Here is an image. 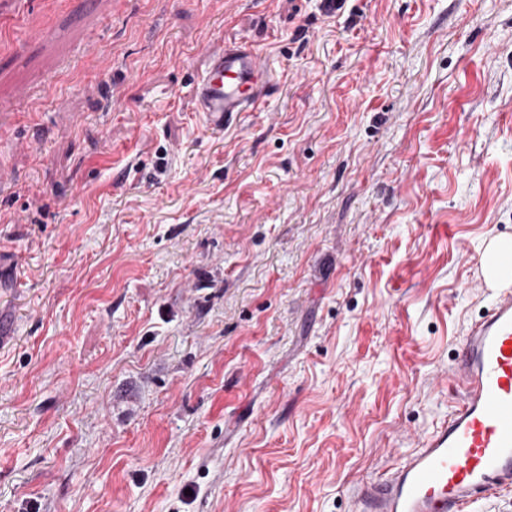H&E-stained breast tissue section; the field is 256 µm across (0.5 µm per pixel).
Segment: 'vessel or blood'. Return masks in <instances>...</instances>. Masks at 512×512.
Listing matches in <instances>:
<instances>
[{
	"instance_id": "obj_1",
	"label": "vessel or blood",
	"mask_w": 512,
	"mask_h": 512,
	"mask_svg": "<svg viewBox=\"0 0 512 512\" xmlns=\"http://www.w3.org/2000/svg\"><path fill=\"white\" fill-rule=\"evenodd\" d=\"M194 81L196 108L216 130L257 112L274 87L248 41L207 45ZM461 403L447 424L361 493L358 512H466L476 500L512 489V289H499L463 338L448 378Z\"/></svg>"
}]
</instances>
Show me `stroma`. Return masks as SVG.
Segmentation results:
<instances>
[{
  "label": "stroma",
  "instance_id": "1",
  "mask_svg": "<svg viewBox=\"0 0 512 512\" xmlns=\"http://www.w3.org/2000/svg\"><path fill=\"white\" fill-rule=\"evenodd\" d=\"M0 175V512H352L496 294L512 0H0ZM207 64L194 81L197 112L212 129L224 130L243 112H258L274 87L257 49L248 41H215L205 48Z\"/></svg>",
  "mask_w": 512,
  "mask_h": 512
}]
</instances>
